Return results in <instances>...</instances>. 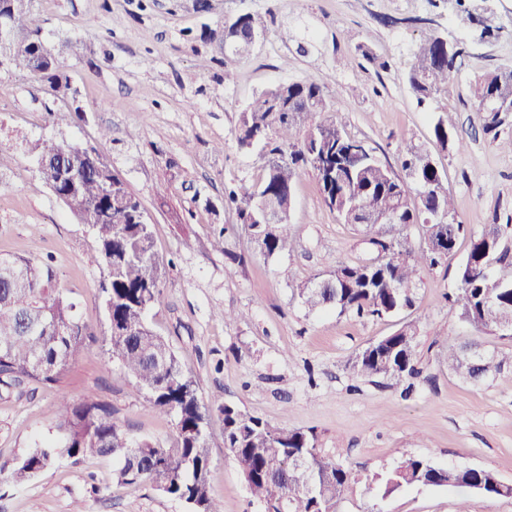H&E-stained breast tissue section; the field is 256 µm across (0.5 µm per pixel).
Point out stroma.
Here are the masks:
<instances>
[{
    "label": "stroma",
    "mask_w": 512,
    "mask_h": 512,
    "mask_svg": "<svg viewBox=\"0 0 512 512\" xmlns=\"http://www.w3.org/2000/svg\"><path fill=\"white\" fill-rule=\"evenodd\" d=\"M476 0H32L48 44L65 40V92L19 71H0V140L13 146L0 169V253L50 259L58 285L96 334L59 384L0 387V462L57 440V400L93 392L137 441L171 443V417L150 413L112 361L102 305L103 268L86 226L38 178L35 146L52 138L95 148L140 201L166 277L147 320L168 336L195 376L205 403H230L272 424L313 433L318 452L352 470L339 512H512V497L413 485L383 500L373 475L410 457L493 470L512 484V378L479 385L448 369L449 344L478 341L512 352V340L461 321L446 296L468 247L460 236L447 260L423 267L411 309L382 319L309 312L296 286L340 263L368 259L373 247L323 202L313 171L294 183L292 249L255 250L225 187L255 182L264 159L237 145L240 115L263 91L324 79L336 120L368 141L394 173L412 144L430 153L454 199L455 218L474 229L512 217V112L497 136L485 134L467 87L512 69V0H494L493 33L467 18ZM261 15L263 36L225 58L224 22ZM466 43L470 54L448 84L418 104L407 73L431 33ZM66 111L57 120L53 111ZM445 118L467 131V147L441 146L433 127ZM108 137H101V130ZM224 232V249L211 245ZM239 313L232 324L220 311ZM418 334L416 377L354 374L348 363L367 344L406 324ZM212 488L224 512H261L224 449L221 418L211 422ZM107 458L61 460L31 483L0 480V512H187L148 482L121 485Z\"/></svg>",
    "instance_id": "1"
}]
</instances>
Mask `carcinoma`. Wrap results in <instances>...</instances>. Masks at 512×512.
<instances>
[{"mask_svg": "<svg viewBox=\"0 0 512 512\" xmlns=\"http://www.w3.org/2000/svg\"><path fill=\"white\" fill-rule=\"evenodd\" d=\"M0 0V23L16 30L8 47L10 67L46 82L53 90L68 85L60 59L68 45H47L30 8L7 7ZM261 17L250 14L224 22V29L247 47L253 30L264 29ZM460 62L448 55L434 33L414 53L407 74L418 104H425L448 82ZM470 97L487 134L500 123L483 112L494 98L503 111L512 112V69H498L473 80ZM321 79L280 85L256 97L241 113L237 132L243 149L258 148L266 158L264 174L251 184L228 189L226 201L235 205L239 220L251 234L255 248L273 256L293 248L294 225L267 224L251 210L250 200L260 191L274 197L279 210L292 206V186L301 171L316 172L325 205L346 224L362 227L375 247L368 260L341 264L327 274L331 286L296 285L305 308L326 307L340 314L380 319L412 307V288L423 266L448 258L456 239L465 232L455 222L453 202L445 178L430 155L406 147L402 169L416 184L417 201L397 191L401 178L384 166L367 143L345 132L333 112ZM320 115L322 119L313 120ZM439 142L449 139L462 148L466 141L438 119L433 128ZM63 145L45 140L38 157L51 161L41 182L64 195L61 202L95 239L89 264L105 269L103 306L108 317V351L134 383L149 411L172 417L176 437L169 446L136 442L123 430L112 408L91 394L58 398L61 438L43 443L25 456L0 463V476L15 484L31 481L59 460L108 457L117 464L115 476L124 485L155 484L167 497L184 503L189 512H223L211 485L212 457L209 427L214 414L224 424V448L233 457L253 497L267 512L279 504L286 512H338V504L352 483V474L335 459L316 451L311 433L276 426L243 413L232 404L217 408L204 403L192 372L174 351L169 339L155 331L146 314L159 300L165 275L163 259L155 252L150 224L141 221L139 200L111 168L99 172L92 152L78 147L66 157ZM118 193L104 194V178ZM387 213L395 222L383 224ZM416 226L426 246L414 248L407 230ZM502 227L493 224L470 233L467 256L456 287L448 294L451 309L478 329L503 331L512 322V277L494 273L509 266L512 250L500 248ZM76 305L57 287V273L48 262L0 254V385L7 389L27 381L56 385L78 358L86 342L96 339L82 323ZM417 332L407 325L372 342L349 362L353 373L365 377L403 379L417 373ZM448 370L469 383L512 374V356L487 351L480 344L448 348ZM302 457L305 467L283 469L286 460ZM448 468L424 458H408L396 468L372 479L371 489L385 498L404 486H444ZM458 488L474 486L489 497L501 496V480L486 468L458 469L452 477Z\"/></svg>", "mask_w": 512, "mask_h": 512, "instance_id": "carcinoma-1", "label": "carcinoma"}]
</instances>
